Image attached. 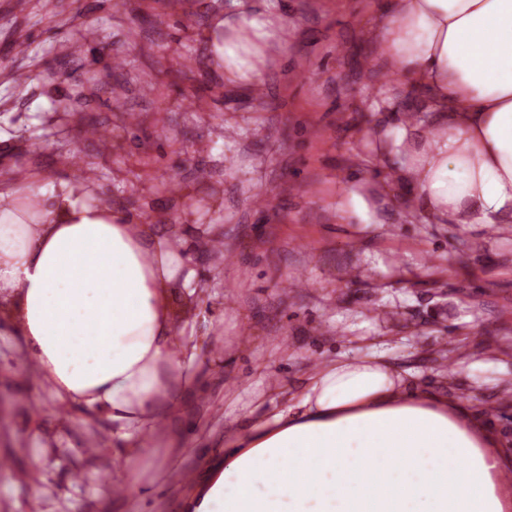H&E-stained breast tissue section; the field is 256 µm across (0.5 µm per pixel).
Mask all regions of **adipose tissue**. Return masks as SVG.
Returning <instances> with one entry per match:
<instances>
[{
	"mask_svg": "<svg viewBox=\"0 0 512 512\" xmlns=\"http://www.w3.org/2000/svg\"><path fill=\"white\" fill-rule=\"evenodd\" d=\"M232 2L213 52L225 82L250 83L285 28ZM367 29L418 103L417 116L375 128L376 160L427 223L512 226V0H391ZM388 193L354 184L336 209L372 224ZM194 280L183 245L74 181L0 186V321L61 400L127 440L115 452L122 491L134 485L132 431H153L181 392L171 352L196 356L174 292ZM491 446L464 406L411 391L382 356L338 359L309 373L287 411L226 444L223 470L187 512H512L499 479L512 460Z\"/></svg>",
	"mask_w": 512,
	"mask_h": 512,
	"instance_id": "adipose-tissue-1",
	"label": "adipose tissue"
}]
</instances>
